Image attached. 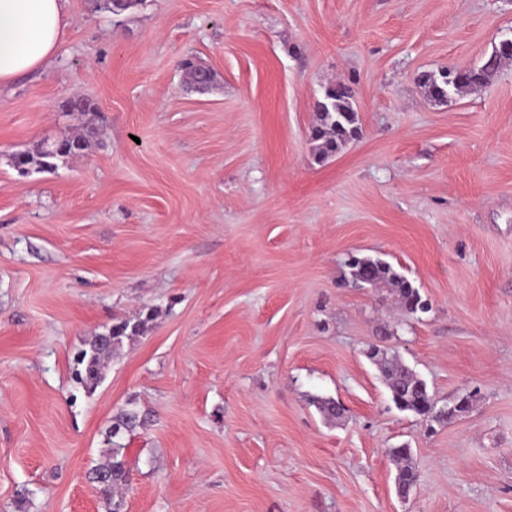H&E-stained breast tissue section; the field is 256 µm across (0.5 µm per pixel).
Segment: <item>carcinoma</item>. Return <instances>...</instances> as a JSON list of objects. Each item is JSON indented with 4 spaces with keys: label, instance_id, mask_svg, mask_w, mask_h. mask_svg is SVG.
I'll return each mask as SVG.
<instances>
[{
    "label": "carcinoma",
    "instance_id": "1",
    "mask_svg": "<svg viewBox=\"0 0 512 512\" xmlns=\"http://www.w3.org/2000/svg\"><path fill=\"white\" fill-rule=\"evenodd\" d=\"M508 55L497 50L477 67H454L450 69L452 76L456 78L455 90L477 86L485 83L489 76L500 66L501 61ZM354 90L345 83H338L325 89L322 99L315 104V111L319 116V124L312 129V140L318 142L316 161L324 162L330 155L338 152L351 139L359 134L357 116L353 108ZM91 146L87 137H64L50 147H40L32 153L20 154L14 158V166L26 170L35 166L43 171L55 168V160L80 154ZM351 278L357 280L364 278L371 283H384L395 288L399 300L408 313L414 315L424 312L427 306L422 304L419 291L412 286L410 281L399 274L389 263L367 256H360L347 263ZM128 324H120L110 329L112 342L103 345L98 339L89 343V348L80 352L76 360L74 377L76 383L83 389L91 391L95 389L104 375L106 360L112 355V348L122 342L126 336ZM392 371L396 379L388 383L393 401H402L404 411L419 413L423 406L431 400L428 389L423 387L409 394L399 391V388L410 387L418 383L416 373L402 364H393ZM393 460L399 470L398 479L406 487H412L418 480L417 469L412 460L411 449L406 447L394 448L391 451ZM93 474H105L108 483L104 494L110 498L114 495V487L126 481V469L124 461L118 459V453L107 457L105 463L93 470Z\"/></svg>",
    "mask_w": 512,
    "mask_h": 512
}]
</instances>
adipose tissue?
<instances>
[{
    "instance_id": "adipose-tissue-1",
    "label": "adipose tissue",
    "mask_w": 512,
    "mask_h": 512,
    "mask_svg": "<svg viewBox=\"0 0 512 512\" xmlns=\"http://www.w3.org/2000/svg\"><path fill=\"white\" fill-rule=\"evenodd\" d=\"M65 5L66 0H0V87L53 59Z\"/></svg>"
}]
</instances>
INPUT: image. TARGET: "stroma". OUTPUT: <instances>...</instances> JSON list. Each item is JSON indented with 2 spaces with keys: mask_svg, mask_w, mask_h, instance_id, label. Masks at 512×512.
Here are the masks:
<instances>
[{
  "mask_svg": "<svg viewBox=\"0 0 512 512\" xmlns=\"http://www.w3.org/2000/svg\"><path fill=\"white\" fill-rule=\"evenodd\" d=\"M65 13L49 65L0 89V512H111L89 478L109 440L120 512H512V59L442 104L421 82L481 65L512 0ZM339 82L361 132L320 164L314 103ZM75 95L95 112L62 111ZM77 133L84 155L14 168ZM352 254L429 311L352 286ZM121 322L142 330L85 391L78 353ZM373 345L469 413L399 410ZM124 412L135 427L113 431ZM356 257L358 258H353L352 262H347L352 280L364 278L370 283L388 284L398 292L399 300L409 314L414 315L418 311L426 312L428 307L425 301H422L419 291L389 263L378 258ZM420 303L423 305L419 307ZM391 455L399 470L398 479L400 483L406 487L414 486L418 480V473L412 460L411 449L406 447L393 448ZM400 483L397 481V490L400 495L404 496L407 492Z\"/></svg>",
  "mask_w": 512,
  "mask_h": 512,
  "instance_id": "obj_1",
  "label": "stroma"
}]
</instances>
